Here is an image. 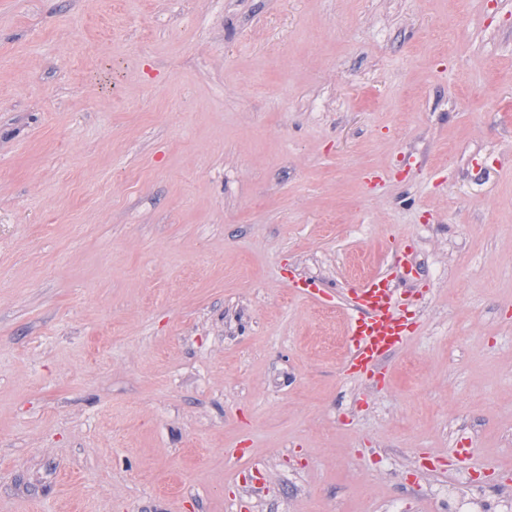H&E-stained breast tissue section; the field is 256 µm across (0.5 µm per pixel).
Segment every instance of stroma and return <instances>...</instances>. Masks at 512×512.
Wrapping results in <instances>:
<instances>
[{"mask_svg":"<svg viewBox=\"0 0 512 512\" xmlns=\"http://www.w3.org/2000/svg\"><path fill=\"white\" fill-rule=\"evenodd\" d=\"M410 251L422 327L348 379L343 297ZM501 487L512 0H0V512Z\"/></svg>","mask_w":512,"mask_h":512,"instance_id":"obj_1","label":"stroma"}]
</instances>
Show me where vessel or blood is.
I'll return each instance as SVG.
<instances>
[{
    "mask_svg": "<svg viewBox=\"0 0 512 512\" xmlns=\"http://www.w3.org/2000/svg\"><path fill=\"white\" fill-rule=\"evenodd\" d=\"M417 275L415 261L406 258L398 277H374L350 290L347 375L360 379L381 375L386 359L419 331V320L403 309L406 290Z\"/></svg>",
    "mask_w": 512,
    "mask_h": 512,
    "instance_id": "b4317fda",
    "label": "vessel or blood"
}]
</instances>
